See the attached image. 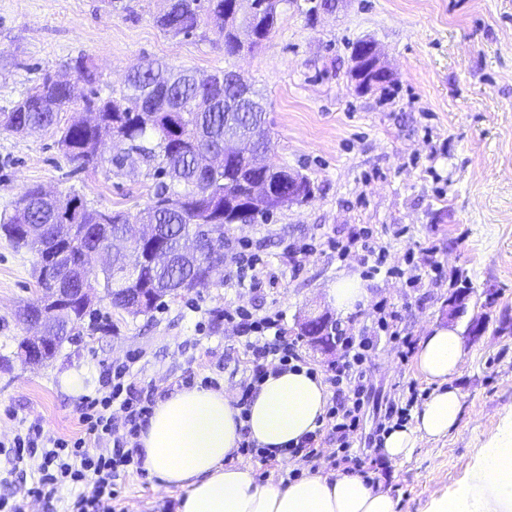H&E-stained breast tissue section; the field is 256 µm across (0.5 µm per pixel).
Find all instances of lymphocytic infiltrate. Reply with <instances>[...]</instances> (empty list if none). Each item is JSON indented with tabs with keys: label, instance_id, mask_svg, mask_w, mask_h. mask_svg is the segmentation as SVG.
I'll use <instances>...</instances> for the list:
<instances>
[{
	"label": "lymphocytic infiltrate",
	"instance_id": "1",
	"mask_svg": "<svg viewBox=\"0 0 512 512\" xmlns=\"http://www.w3.org/2000/svg\"><path fill=\"white\" fill-rule=\"evenodd\" d=\"M235 315L243 332L255 336L247 344L251 372L239 384L238 405L243 408L256 383L269 370L286 369L301 363L302 358L285 335L279 315L256 318L241 309ZM368 346V338L344 337L343 356L325 376L335 394H353L351 401L337 403L327 412L338 448L346 454L361 422L366 378L363 363ZM126 374V366L116 367V382L109 392L83 401L78 420L86 428L85 435L71 439L53 436L35 423L16 432L10 442L13 467L9 476L0 477V486L10 485L15 478L29 480L30 485L22 496H0V512H26L22 503L26 497L48 506L64 503V512H113L112 501L133 463L132 450L153 402L152 391L124 386ZM116 404L126 414L127 430H120L113 422L112 407Z\"/></svg>",
	"mask_w": 512,
	"mask_h": 512
}]
</instances>
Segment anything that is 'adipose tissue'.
Here are the masks:
<instances>
[{
  "label": "adipose tissue",
  "mask_w": 512,
  "mask_h": 512,
  "mask_svg": "<svg viewBox=\"0 0 512 512\" xmlns=\"http://www.w3.org/2000/svg\"><path fill=\"white\" fill-rule=\"evenodd\" d=\"M414 363L433 389L410 423L384 434L380 452L396 463L409 458L420 440L448 436L461 418L462 395L452 385L464 364L457 330L428 326ZM328 397L322 379L305 366L268 373L243 409L225 391L177 390L157 401L140 433L142 466L182 490L177 512H396L388 490L354 471H316L275 485L234 462L246 439L283 459L321 426ZM475 469L496 501L512 502V420L482 448Z\"/></svg>",
  "instance_id": "1"
}]
</instances>
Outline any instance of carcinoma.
I'll use <instances>...</instances> for the list:
<instances>
[{"label": "carcinoma", "instance_id": "1", "mask_svg": "<svg viewBox=\"0 0 512 512\" xmlns=\"http://www.w3.org/2000/svg\"><path fill=\"white\" fill-rule=\"evenodd\" d=\"M156 25L172 36L188 35L207 16L224 35V55L233 57L246 48H261L277 26L280 11L266 0H256L251 35L232 13V0H165ZM306 14L314 20L331 12L335 0H307ZM66 68L87 84L97 81L90 60L78 56ZM252 98L234 110L242 91L228 82L225 74H213L201 83L195 76L162 65L148 64L132 70L117 96L101 98L93 93L80 98L72 94L59 77L47 73L35 87V95H25L0 114V128L22 133L29 127L49 129L59 124L58 115L67 110H83L96 117L81 124L58 129L57 143L69 160L86 169L97 160L99 145L106 136L124 145V153L112 158L120 167L126 155L136 153L149 161H160L161 173L182 190L163 186L143 210L131 216L122 211L88 208L76 194L42 195V188H27L15 201L12 211L0 214V231L16 247L28 249L36 259L37 284L42 289L69 282L76 291L49 324V341L44 346V362L52 361L62 344L90 330L107 331L110 324L95 320L96 303L79 293L81 288L103 292V298L131 316L155 310L165 297H175L192 289L203 279L206 264L224 261V225L252 224L268 219L281 209L276 201L255 204L250 189L259 173L248 162L232 159L223 170L201 168L196 155L224 151V139L243 135L265 124V109L258 93L248 88ZM130 222L152 224L153 245H136L143 256L162 247L170 261L154 267L126 263L124 238ZM81 261L77 267L67 260L46 264L61 246Z\"/></svg>", "mask_w": 512, "mask_h": 512}]
</instances>
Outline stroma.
Here are the masks:
<instances>
[{"label": "stroma", "mask_w": 512, "mask_h": 512, "mask_svg": "<svg viewBox=\"0 0 512 512\" xmlns=\"http://www.w3.org/2000/svg\"><path fill=\"white\" fill-rule=\"evenodd\" d=\"M163 0H0V112L64 61L89 57L99 80L81 95L111 96L133 66L162 61L200 75L235 71L266 102L270 162L308 176L313 199L224 233V266L206 286L165 298L147 315L99 307L114 332L64 342L57 357L33 367L18 354L27 330L23 306L40 295L34 256L0 237V472L19 426L79 434L76 407L95 394L108 369L130 363L135 387L162 398L203 378L237 391L248 369L246 338L224 318L242 307L261 317L279 313L286 336L308 367L324 374L342 348L321 353L300 339L306 313L328 314L337 333L371 339L363 418L352 451L360 471L398 501V512H428L429 493L475 482L480 448L512 417V0H345L308 23L285 5L278 27L258 52L227 57L209 21L190 35L168 36L154 18ZM374 41L391 71L386 90L357 93L349 42ZM55 131L0 130V213L28 186L80 195L92 209L142 210L159 186L155 162L112 157L106 140L96 168L79 170ZM372 232L388 251L387 269L368 273L361 249L334 244ZM262 260L255 279L238 282L233 257ZM421 286L397 273L405 254ZM358 277L367 305L338 311L330 290ZM466 288L464 312L448 316V300ZM400 317L399 338L377 326L375 307ZM453 324L465 363L454 387L463 395L459 425L448 437L420 441L396 464L379 452V425L409 381L428 389L413 361L401 358L403 337L427 325ZM181 493L146 472L122 483L117 512H176Z\"/></svg>", "instance_id": "35a3bbf8"}]
</instances>
